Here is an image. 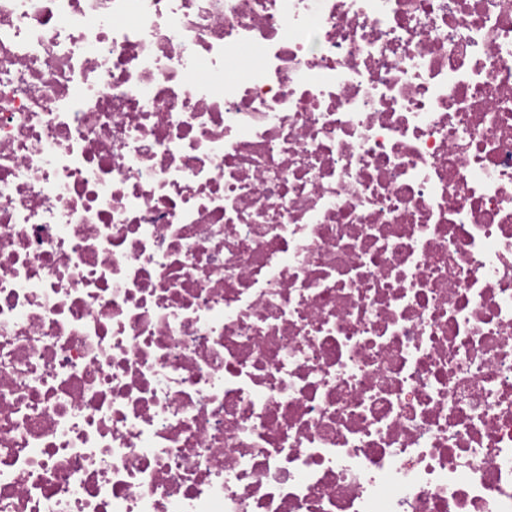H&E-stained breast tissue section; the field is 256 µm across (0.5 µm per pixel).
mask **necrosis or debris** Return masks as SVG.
<instances>
[{
  "label": "necrosis or debris",
  "instance_id": "1",
  "mask_svg": "<svg viewBox=\"0 0 512 512\" xmlns=\"http://www.w3.org/2000/svg\"><path fill=\"white\" fill-rule=\"evenodd\" d=\"M0 512H512V0H0Z\"/></svg>",
  "mask_w": 512,
  "mask_h": 512
}]
</instances>
